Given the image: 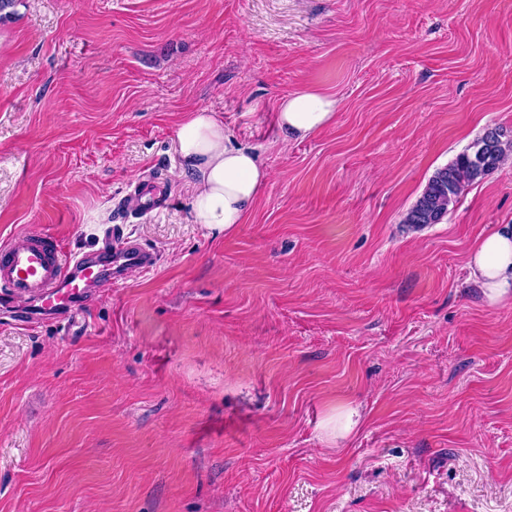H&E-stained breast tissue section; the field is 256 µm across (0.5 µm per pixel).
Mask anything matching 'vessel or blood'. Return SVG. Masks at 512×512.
Returning <instances> with one entry per match:
<instances>
[{"label": "vessel or blood", "instance_id": "obj_1", "mask_svg": "<svg viewBox=\"0 0 512 512\" xmlns=\"http://www.w3.org/2000/svg\"><path fill=\"white\" fill-rule=\"evenodd\" d=\"M156 261L154 251L116 233L91 258L66 253L50 236L29 231L0 249V295L30 302L37 315L58 319L96 285L119 283L125 271L148 270Z\"/></svg>", "mask_w": 512, "mask_h": 512}]
</instances>
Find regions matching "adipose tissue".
Wrapping results in <instances>:
<instances>
[{
  "label": "adipose tissue",
  "mask_w": 512,
  "mask_h": 512,
  "mask_svg": "<svg viewBox=\"0 0 512 512\" xmlns=\"http://www.w3.org/2000/svg\"><path fill=\"white\" fill-rule=\"evenodd\" d=\"M337 106L334 97L319 89L297 91L281 100L277 127L284 139H306L334 123ZM176 144L182 169L193 180V223L217 234L244 223L269 179L254 150L235 143L223 120L204 109L189 114ZM467 266L489 303L512 299V226L503 225L480 238Z\"/></svg>",
  "instance_id": "obj_1"
}]
</instances>
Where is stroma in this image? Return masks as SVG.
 I'll list each match as a JSON object with an SVG mask.
<instances>
[{"instance_id":"1","label":"stroma","mask_w":512,"mask_h":512,"mask_svg":"<svg viewBox=\"0 0 512 512\" xmlns=\"http://www.w3.org/2000/svg\"><path fill=\"white\" fill-rule=\"evenodd\" d=\"M336 97L283 141L279 100ZM223 119L269 181L194 224L176 134ZM512 139V0H17L0 12V247L157 254L55 322L0 311V512H512V303L467 254L512 162L404 217L485 129ZM167 205L135 218L136 182ZM362 415L328 436L336 410Z\"/></svg>"}]
</instances>
